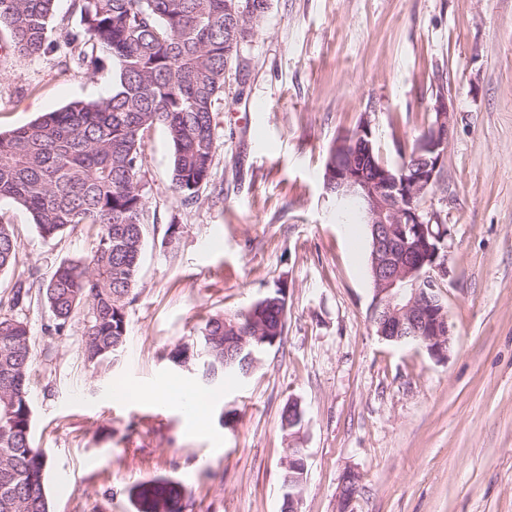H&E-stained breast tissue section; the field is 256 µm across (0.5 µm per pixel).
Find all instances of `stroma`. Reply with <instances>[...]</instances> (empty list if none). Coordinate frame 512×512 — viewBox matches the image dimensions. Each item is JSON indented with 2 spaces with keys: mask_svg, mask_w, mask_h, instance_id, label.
Segmentation results:
<instances>
[{
  "mask_svg": "<svg viewBox=\"0 0 512 512\" xmlns=\"http://www.w3.org/2000/svg\"><path fill=\"white\" fill-rule=\"evenodd\" d=\"M66 51L0 48V133L112 91ZM454 126L444 168L422 205L448 226L444 357L381 340L369 226L323 182L336 138L369 122L381 159L421 133L438 91ZM218 148L199 203L170 189L171 148L152 130L141 191L145 243L126 310L127 339L89 365L87 310L48 336L43 299L23 311L34 343L33 440L48 458L50 512H134L130 489L167 478L185 512H280L287 448L306 449L299 512H337L347 469L361 476L353 512H512V0H269L224 74L214 104ZM20 262L0 274L50 276L87 257L95 229L43 240L30 215L0 200ZM175 238H168L169 225ZM288 286L281 345L241 379L209 387L210 433L150 398L179 381L205 386L201 329ZM188 344L181 367L168 359ZM300 403L299 437L280 423Z\"/></svg>",
  "mask_w": 512,
  "mask_h": 512,
  "instance_id": "35a3bbf8",
  "label": "stroma"
}]
</instances>
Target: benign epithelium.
Here are the masks:
<instances>
[{"mask_svg": "<svg viewBox=\"0 0 512 512\" xmlns=\"http://www.w3.org/2000/svg\"><path fill=\"white\" fill-rule=\"evenodd\" d=\"M431 110L436 115L433 131L421 142V161L415 166L402 165L397 172L376 162L370 139L368 123H361L352 132L339 136L333 147L336 157L345 163H336L328 169V179L336 186V196L352 195L358 198L366 213L373 234L371 256L373 272L377 279L370 320L378 321L376 335L385 341L400 339L406 324L412 322L427 307L432 312V332L421 336L419 345L434 357H442L449 350L453 327L445 313L442 296L437 287L448 277L446 247L428 249L424 258L415 266H394L392 250H414V243L427 239L432 225L426 223L414 207L404 206L401 197H421L435 183L446 159L447 145L453 125V112L448 96L440 92L435 96ZM429 266L422 272L423 266ZM385 310L382 320H377L379 309ZM306 470L305 456L298 452L288 456V481L293 491L288 493V506L297 512L295 490L303 483Z\"/></svg>", "mask_w": 512, "mask_h": 512, "instance_id": "7a95c632", "label": "benign epithelium"}]
</instances>
